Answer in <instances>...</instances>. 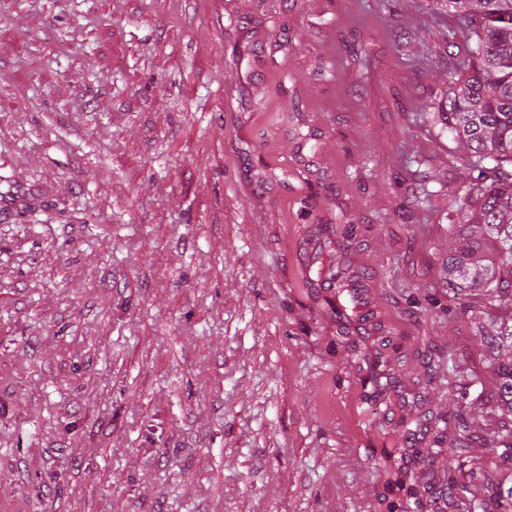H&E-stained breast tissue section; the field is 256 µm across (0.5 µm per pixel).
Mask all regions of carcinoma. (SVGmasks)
Returning <instances> with one entry per match:
<instances>
[{
	"label": "carcinoma",
	"mask_w": 512,
	"mask_h": 512,
	"mask_svg": "<svg viewBox=\"0 0 512 512\" xmlns=\"http://www.w3.org/2000/svg\"><path fill=\"white\" fill-rule=\"evenodd\" d=\"M464 20L472 35L448 89L438 99L441 129L470 153L476 182L461 187L448 208L450 246L440 268L453 290H476L490 306L512 301V0H435ZM495 367L498 407L512 414V323L486 336ZM490 441L512 452V429ZM497 478L467 490L469 512H512V456L495 463Z\"/></svg>",
	"instance_id": "1"
}]
</instances>
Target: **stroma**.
<instances>
[{
    "mask_svg": "<svg viewBox=\"0 0 512 512\" xmlns=\"http://www.w3.org/2000/svg\"><path fill=\"white\" fill-rule=\"evenodd\" d=\"M468 36L431 0H0V512H468L439 487L496 478L456 419L501 420L512 315L440 272ZM511 321V322H510ZM494 327L486 339L487 354L495 367L498 407L512 414V318ZM509 322L511 324H509Z\"/></svg>",
    "mask_w": 512,
    "mask_h": 512,
    "instance_id": "obj_1",
    "label": "stroma"
}]
</instances>
